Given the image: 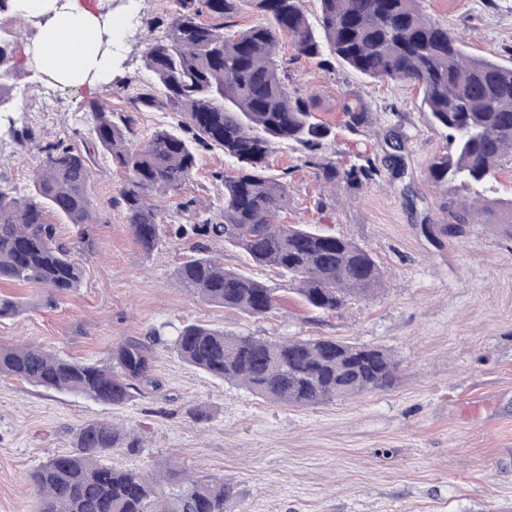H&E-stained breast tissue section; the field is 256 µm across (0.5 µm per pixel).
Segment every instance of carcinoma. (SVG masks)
<instances>
[{
  "mask_svg": "<svg viewBox=\"0 0 512 512\" xmlns=\"http://www.w3.org/2000/svg\"><path fill=\"white\" fill-rule=\"evenodd\" d=\"M312 24L303 0H174L163 39H147L144 66L150 80L131 98L134 111L175 112L181 120L134 137L135 118L97 103L90 142L57 140L41 148L26 193L0 183V281L35 283L48 298L80 287L84 265L95 254L88 231L95 204L89 192L96 152L126 174L112 197L125 213L135 244L146 254L170 236L208 238L242 250L257 267H271L311 310L336 312L354 297H370L383 271L370 250L311 224H280L276 213L288 198L286 174L270 173L277 144H297L305 163L329 185L350 189L377 183L375 159L359 155L340 164L327 157L333 127L313 111L311 99L292 87L288 62L279 54L291 39L298 59L321 68L334 61L372 79L416 86L431 120L446 130L448 150L430 177L463 196L452 223L458 236L473 213L468 198L483 199L499 164L512 159V66L474 58L448 27L429 20L419 0H318ZM248 4L261 19L226 29ZM13 71L10 34L0 30V75ZM344 127L359 132L366 113L349 108ZM219 149L234 171H217L224 186L217 213L202 216L183 189L205 152ZM176 200L192 219L169 229L157 200ZM77 228L62 238L59 225ZM186 293L251 316L276 309L278 289L238 270L198 246L177 268ZM171 349L187 364L242 385L280 405L312 406L385 390L399 361L379 346L329 337L269 341L202 323L177 329ZM149 346L125 342L110 363L73 361L37 345L0 344V376L87 400L122 406L159 389ZM140 441L107 420L80 427L74 447L27 473L35 512H237L238 493L224 478L202 476L180 483L109 463L117 451L135 452Z\"/></svg>",
  "mask_w": 512,
  "mask_h": 512,
  "instance_id": "carcinoma-1",
  "label": "carcinoma"
}]
</instances>
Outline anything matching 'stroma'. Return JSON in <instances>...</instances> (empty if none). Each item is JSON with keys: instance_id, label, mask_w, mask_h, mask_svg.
Returning <instances> with one entry per match:
<instances>
[{"instance_id": "35a3bbf8", "label": "stroma", "mask_w": 512, "mask_h": 512, "mask_svg": "<svg viewBox=\"0 0 512 512\" xmlns=\"http://www.w3.org/2000/svg\"><path fill=\"white\" fill-rule=\"evenodd\" d=\"M172 0H117L112 14L134 12L136 25L118 38L110 82L95 90L14 70L7 83L20 106L18 125L31 139L19 146L0 130V180L24 189L38 147L87 135L91 106H130L147 80L142 40L162 35ZM431 20L448 25L469 55L512 62V0H420ZM293 86L312 98L336 138L326 151L343 163L378 157V184L327 186L303 163L304 151L276 146L271 171L288 175L283 224H317L365 245L385 272L382 291L333 314L309 310L281 289L276 310L251 317L181 290L176 269L193 254V238H171L144 255L112 197L121 175L105 156L93 168L96 202L89 231L97 256L75 292L46 302L42 287L0 282V297L27 309L0 320V343H32L85 362H108L114 347L150 343L162 388L122 407L97 404L0 377V512H31L28 471L69 452L77 429L109 420L137 436L138 452L118 451L114 464L178 477L218 475L233 483L246 512H512V242L499 226L512 216V161L494 184L496 206L478 210L464 235L441 233L448 187L429 167L447 148L415 87L362 77L344 65L327 71L293 58ZM368 114L359 133L344 127L345 106ZM223 152L204 156L187 184L202 211L220 195L212 172ZM202 322L278 341L333 337L379 345L400 362L384 391L295 407L269 403L213 379L181 360L169 344L177 328Z\"/></svg>"}]
</instances>
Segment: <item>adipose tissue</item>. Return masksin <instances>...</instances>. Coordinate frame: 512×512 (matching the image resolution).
Here are the masks:
<instances>
[{
    "label": "adipose tissue",
    "instance_id": "obj_1",
    "mask_svg": "<svg viewBox=\"0 0 512 512\" xmlns=\"http://www.w3.org/2000/svg\"><path fill=\"white\" fill-rule=\"evenodd\" d=\"M20 15L38 19L37 36L23 47L20 66L53 80L94 87L90 72L112 67L110 53H99L102 20L111 18L103 0H18Z\"/></svg>",
    "mask_w": 512,
    "mask_h": 512
}]
</instances>
